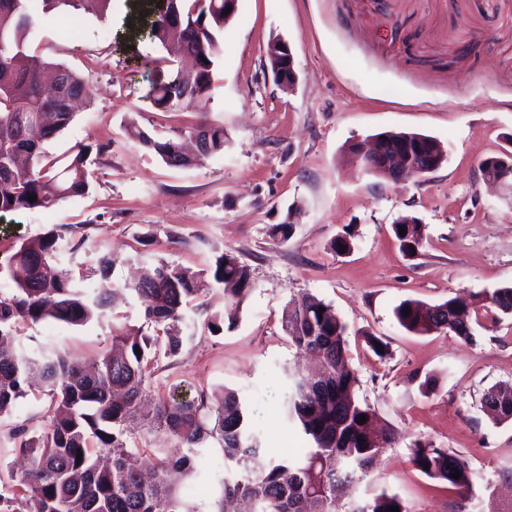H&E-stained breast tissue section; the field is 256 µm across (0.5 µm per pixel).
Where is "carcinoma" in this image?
<instances>
[{
    "label": "carcinoma",
    "instance_id": "1",
    "mask_svg": "<svg viewBox=\"0 0 512 512\" xmlns=\"http://www.w3.org/2000/svg\"><path fill=\"white\" fill-rule=\"evenodd\" d=\"M33 0H0V216L48 208L88 190V145L69 156L49 160L43 145L73 121L71 98L92 94L84 79L62 63L30 53L27 36L35 24ZM42 11L71 8L73 15H107L112 0H41ZM132 27L117 34L130 47L128 58L145 57L157 46L171 67L149 81L144 96L150 106L167 112L189 107L211 91L218 35L224 31V0H175L161 8L159 0H132ZM128 133L169 167L187 168L224 152V128L205 120L190 134L208 136L196 152L183 150L181 137L156 139L132 123ZM36 196L31 201L29 196ZM392 226L405 256L420 253L423 225ZM64 230L52 228L24 242L5 261L0 278L10 280L11 294L0 293V418L26 396L30 377L39 375L49 398L48 424L32 433L14 426L9 441L25 468L0 476V512H198L171 486V471L192 473L193 458L216 442L235 469L224 477L212 512H237L242 501L254 512H356L337 497L341 488L371 484L369 478L382 452L396 443L397 433L376 424L371 406L360 400V379L347 357V326L334 307L307 294L284 307L281 325L288 342L318 365L311 375L288 371L284 401L288 419L310 443L299 458L283 457L261 466L259 440L250 430L247 406L239 393L223 388L213 400L203 389L188 398L149 386L160 359L177 357L184 344L187 311L205 291V280L224 286V312L206 319L207 329H232L252 291L247 265L221 254L215 265L197 273L160 261L112 292L94 291L83 282L106 279L114 260L106 255L83 263L86 270L57 265ZM141 301L144 327L112 323V344L92 368L64 351L44 347L29 352L16 345L17 324L54 320L69 326L107 320L120 296ZM496 307L512 315V284L473 294L474 310ZM410 309L405 314L404 309ZM398 324L416 335L445 332L464 341L475 339L471 310L450 298L437 304L407 299L393 309ZM141 350L136 354L135 350ZM483 408L499 422L512 421V387H494ZM366 416L361 422L360 416ZM142 423V442L129 441L130 421ZM173 442L186 453L165 454ZM82 460H77V452ZM410 460L427 478L445 482L463 500L474 490L477 475L468 460L451 448L419 439ZM429 469H424V466ZM458 469L460 478L450 477ZM408 512L402 499L385 489L363 498L361 512Z\"/></svg>",
    "mask_w": 512,
    "mask_h": 512
}]
</instances>
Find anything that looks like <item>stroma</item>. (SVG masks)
<instances>
[{"label": "stroma", "mask_w": 512, "mask_h": 512, "mask_svg": "<svg viewBox=\"0 0 512 512\" xmlns=\"http://www.w3.org/2000/svg\"><path fill=\"white\" fill-rule=\"evenodd\" d=\"M128 11L112 0L105 18L85 16L62 34L67 12L40 15L28 47L84 76L93 102L45 145L61 157L93 145L90 187L48 208L0 218V260L45 231L68 225L114 264L117 286L143 263L166 261L193 271L228 253L248 265L253 290L238 325L214 335L193 328L172 364H159L156 389L230 387L245 398L251 429L266 456L300 454L308 441L280 403L285 368L305 365L281 328L285 305L311 293L347 326L359 397L392 425L373 480L398 494L410 512H456L457 496L410 461L420 438L464 455L490 487H477L468 512H512V421L481 408L484 392L512 385V315L479 313L469 343L445 333L415 335L396 321L406 299L430 304L512 284V174L484 179L489 157L512 158V0H239L218 37L219 57L207 98L189 108L150 109L145 94L154 64L127 62L114 37ZM285 39L296 82L278 84L264 66L271 38ZM222 126L223 153L176 169L132 142L136 121L156 137L186 133L200 120ZM420 133L442 143L443 165L396 184L355 166L348 146L387 132ZM424 226L419 256L405 257L391 227L400 218ZM291 221L287 241L269 238ZM350 234L351 248L333 241ZM19 344H50L87 361L108 349L111 323L70 327L23 323ZM387 345L378 357L368 343ZM437 376L423 394L425 376ZM47 397L29 389L0 432L46 424ZM229 468L222 449H203L184 486L210 512Z\"/></svg>", "instance_id": "stroma-1"}]
</instances>
